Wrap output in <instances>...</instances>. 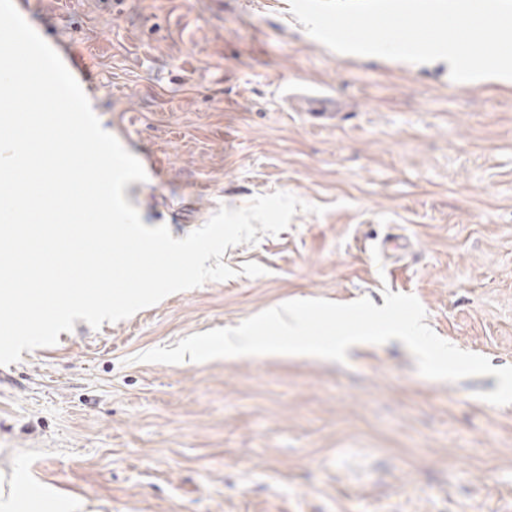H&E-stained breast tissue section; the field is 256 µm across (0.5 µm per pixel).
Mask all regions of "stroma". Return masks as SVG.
Listing matches in <instances>:
<instances>
[{
  "mask_svg": "<svg viewBox=\"0 0 512 512\" xmlns=\"http://www.w3.org/2000/svg\"><path fill=\"white\" fill-rule=\"evenodd\" d=\"M24 19L95 78L102 127L157 181L126 192L184 238L276 191L325 206L227 248L224 281L115 323L74 322L0 365V493L86 512H512V405L495 376L416 370L401 341L346 363L139 354L294 299L376 306L415 295L442 339L512 365V80L458 83L448 64L336 53L289 0H30ZM351 111L317 129L287 96ZM395 238L402 250L381 252ZM256 262L266 275H241Z\"/></svg>",
  "mask_w": 512,
  "mask_h": 512,
  "instance_id": "obj_1",
  "label": "stroma"
}]
</instances>
